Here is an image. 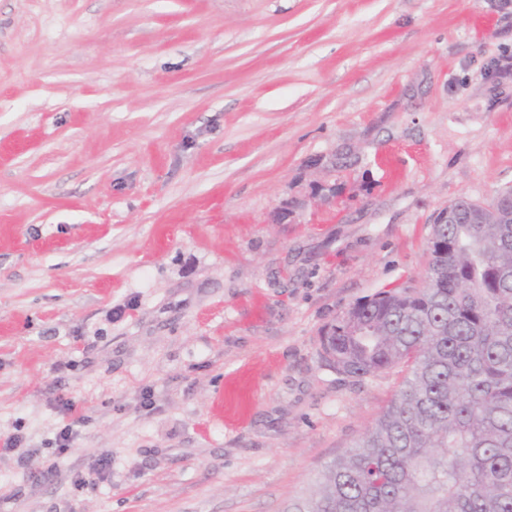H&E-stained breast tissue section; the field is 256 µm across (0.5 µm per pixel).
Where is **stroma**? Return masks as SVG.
Masks as SVG:
<instances>
[{
    "instance_id": "1",
    "label": "stroma",
    "mask_w": 512,
    "mask_h": 512,
    "mask_svg": "<svg viewBox=\"0 0 512 512\" xmlns=\"http://www.w3.org/2000/svg\"><path fill=\"white\" fill-rule=\"evenodd\" d=\"M502 56L512 0H0V512L310 489L406 376L325 366L323 330L512 186ZM59 405L63 414V423L55 435V443L58 448L65 450L73 444L79 428L85 423V417L75 412L76 406L70 399H59Z\"/></svg>"
}]
</instances>
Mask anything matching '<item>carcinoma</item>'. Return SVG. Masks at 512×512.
<instances>
[{"label":"carcinoma","mask_w":512,"mask_h":512,"mask_svg":"<svg viewBox=\"0 0 512 512\" xmlns=\"http://www.w3.org/2000/svg\"><path fill=\"white\" fill-rule=\"evenodd\" d=\"M512 189L430 225L422 285L337 316L319 356L338 373L408 376L363 440L286 512H512Z\"/></svg>","instance_id":"1"}]
</instances>
